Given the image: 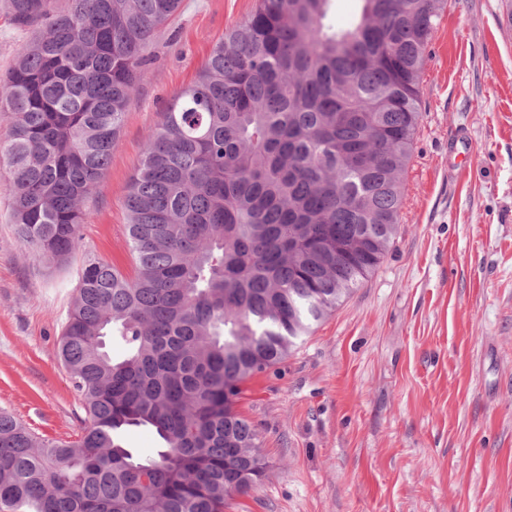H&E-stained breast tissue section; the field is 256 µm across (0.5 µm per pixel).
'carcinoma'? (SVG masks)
<instances>
[{
    "label": "carcinoma",
    "instance_id": "cac0c4a2",
    "mask_svg": "<svg viewBox=\"0 0 512 512\" xmlns=\"http://www.w3.org/2000/svg\"><path fill=\"white\" fill-rule=\"evenodd\" d=\"M257 0L149 135L125 200L135 272L86 258L59 357L73 440L0 410V512H224L266 472L243 386L282 364L400 230L427 48L448 0ZM181 0H5L33 36L0 79L20 243L79 246L146 51ZM118 338L122 357L105 350ZM163 443L142 457L123 432Z\"/></svg>",
    "mask_w": 512,
    "mask_h": 512
}]
</instances>
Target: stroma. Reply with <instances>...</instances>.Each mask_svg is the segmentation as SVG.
Returning a JSON list of instances; mask_svg holds the SVG:
<instances>
[{
    "instance_id": "35a3bbf8",
    "label": "stroma",
    "mask_w": 512,
    "mask_h": 512,
    "mask_svg": "<svg viewBox=\"0 0 512 512\" xmlns=\"http://www.w3.org/2000/svg\"><path fill=\"white\" fill-rule=\"evenodd\" d=\"M256 0H182L87 206L50 263L19 243L0 162V410L70 440L85 412L58 342L83 262L132 273L124 201L145 142ZM400 230L374 273L245 385L267 469L226 512H512V25L450 0L428 47Z\"/></svg>"
}]
</instances>
